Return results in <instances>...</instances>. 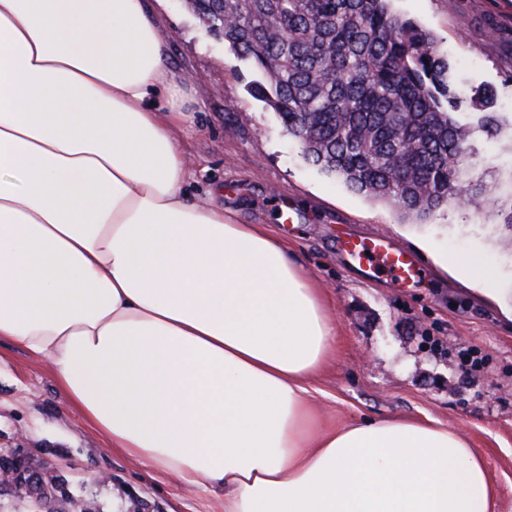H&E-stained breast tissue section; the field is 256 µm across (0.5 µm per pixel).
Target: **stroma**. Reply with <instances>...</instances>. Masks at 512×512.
Returning <instances> with one entry per match:
<instances>
[{"label":"stroma","instance_id":"1","mask_svg":"<svg viewBox=\"0 0 512 512\" xmlns=\"http://www.w3.org/2000/svg\"><path fill=\"white\" fill-rule=\"evenodd\" d=\"M391 8L433 35L464 93L492 90L493 111L512 113V0H392ZM158 15L169 66L186 85L178 136L196 164L190 198L211 197L239 223L285 238L329 300L336 353L307 382L314 413L339 428L402 419L452 427L483 457L497 512H512V248L497 216L512 197V130L473 131L469 164L491 199L450 203L417 224L306 164L275 112L248 93L258 72L185 0H164ZM381 232L421 257V280L399 288L371 279L337 248L343 238ZM443 253L481 256L496 272L497 296L445 270ZM450 342L483 357V372L465 376ZM0 452L60 478L66 494L54 498L56 512H224L223 495L111 448L69 406L52 366L7 341Z\"/></svg>","mask_w":512,"mask_h":512}]
</instances>
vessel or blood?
<instances>
[{"instance_id":"1","label":"vessel or blood","mask_w":512,"mask_h":512,"mask_svg":"<svg viewBox=\"0 0 512 512\" xmlns=\"http://www.w3.org/2000/svg\"><path fill=\"white\" fill-rule=\"evenodd\" d=\"M347 256L367 274L397 283L418 277L421 268L410 252L395 247L389 237L376 235L367 239H347L342 243Z\"/></svg>"}]
</instances>
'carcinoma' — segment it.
<instances>
[{
  "label": "carcinoma",
  "mask_w": 512,
  "mask_h": 512,
  "mask_svg": "<svg viewBox=\"0 0 512 512\" xmlns=\"http://www.w3.org/2000/svg\"><path fill=\"white\" fill-rule=\"evenodd\" d=\"M390 0H188L263 80L250 94L279 116L304 159L351 191L424 220L487 187L465 169L473 126L448 59ZM477 123L502 127L496 112Z\"/></svg>",
  "instance_id": "1"
}]
</instances>
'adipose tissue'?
Here are the masks:
<instances>
[{
	"label": "adipose tissue",
	"instance_id": "1",
	"mask_svg": "<svg viewBox=\"0 0 512 512\" xmlns=\"http://www.w3.org/2000/svg\"><path fill=\"white\" fill-rule=\"evenodd\" d=\"M181 96L148 0H0V340L224 512H495L455 429L321 428L324 295L284 240L189 198Z\"/></svg>",
	"mask_w": 512,
	"mask_h": 512
}]
</instances>
